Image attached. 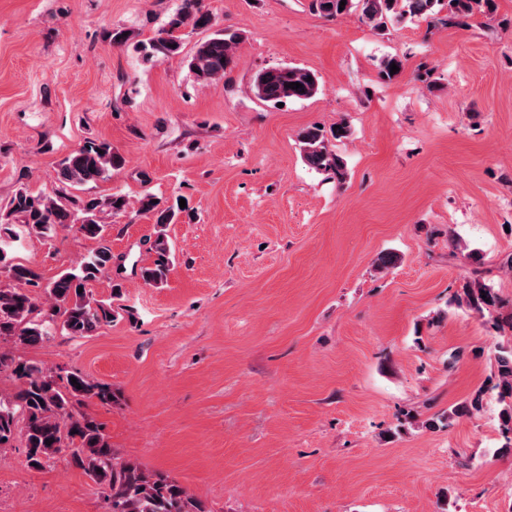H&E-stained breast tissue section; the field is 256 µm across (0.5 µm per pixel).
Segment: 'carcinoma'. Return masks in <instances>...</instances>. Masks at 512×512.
<instances>
[{"label":"carcinoma","mask_w":512,"mask_h":512,"mask_svg":"<svg viewBox=\"0 0 512 512\" xmlns=\"http://www.w3.org/2000/svg\"><path fill=\"white\" fill-rule=\"evenodd\" d=\"M310 0V10L327 17L359 13L361 21L373 30H383L392 21L428 19L435 14L441 0ZM448 22L468 18L477 12L494 8V0H447ZM214 17L204 10L202 0H181L180 7L169 17L156 36L134 44L136 52L146 60H165L180 54L184 29H210ZM239 41L236 32L215 31L200 42L188 58L189 70L196 82L209 86L224 78L234 62ZM404 69L398 56H386L379 65V78L391 81L390 65ZM302 87H289L291 83ZM318 76L305 68L282 66L266 69L254 79L255 96L266 103L302 101L318 94ZM350 135V127L339 124L331 133L317 125L298 133L300 150L306 165L317 172H327L341 182L346 178V163L330 149L329 138ZM124 164L123 156L106 141L90 140L65 156L58 164L56 186L52 193L34 196L26 189L18 190L0 211V270L8 283L0 285V373L8 372L18 381L17 391L9 397L0 395V448L11 445L21 436L26 462L30 469L41 471L65 456L103 490L104 502L112 512H211L200 499L191 495L177 481L151 472L125 459L112 447L103 425L82 407L93 400L110 404L115 398L112 388L78 371L61 375L42 363L26 357L23 350L49 339L60 329L72 338L95 333L114 318L112 304L93 297L88 285L112 267V250L100 246L87 256L76 272H64L53 281L43 283L38 268L6 262V239L17 235L11 225L24 226L28 234L44 240L57 229L71 227L86 238L102 239L106 225L102 215L122 213L130 206L121 193L106 197L79 194L83 187L105 181L113 169ZM188 208L179 203L154 202L145 194L139 199L137 213L152 218L155 237L151 242L156 258L152 265L140 269L142 280L154 287L167 282L173 265V253L166 229L180 220ZM48 295L45 303L33 295L35 289ZM458 306L483 318L493 315L500 300L494 289L479 278L470 280L457 298ZM500 430L504 442L498 454L512 453V341L494 349ZM483 391L454 407L448 418L480 411ZM51 444H46V441Z\"/></svg>","instance_id":"1"}]
</instances>
